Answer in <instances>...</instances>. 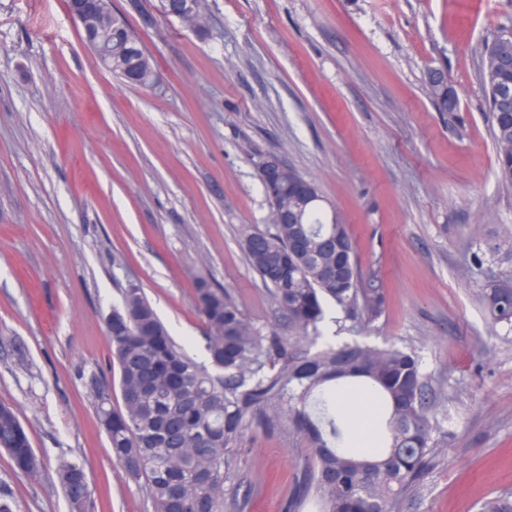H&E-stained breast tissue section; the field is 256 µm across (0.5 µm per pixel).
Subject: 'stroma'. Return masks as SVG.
I'll use <instances>...</instances> for the list:
<instances>
[{"label": "stroma", "mask_w": 512, "mask_h": 512, "mask_svg": "<svg viewBox=\"0 0 512 512\" xmlns=\"http://www.w3.org/2000/svg\"><path fill=\"white\" fill-rule=\"evenodd\" d=\"M112 0L144 42L159 90L123 82L82 41L64 0H0V403L41 457L38 477L0 452L14 512H70L56 477L80 460L93 512H152L100 428L86 380L117 378L105 321L140 283L177 342L204 360L193 299L203 276L264 330L286 322L248 265L245 228L270 207L253 152L316 180L342 215L365 285L385 297L358 341L421 352L445 438L394 512H478L512 494V335L475 299L473 251L512 228V188L478 79L483 42L512 0H204L208 26L159 0ZM442 70L459 97L437 111ZM234 506L283 512L306 441L250 430Z\"/></svg>", "instance_id": "obj_1"}]
</instances>
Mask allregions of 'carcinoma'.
I'll use <instances>...</instances> for the list:
<instances>
[{
  "mask_svg": "<svg viewBox=\"0 0 512 512\" xmlns=\"http://www.w3.org/2000/svg\"><path fill=\"white\" fill-rule=\"evenodd\" d=\"M135 35L124 17L97 28L112 37V73L151 88L160 81L142 41L126 44L116 33ZM489 66L480 82L488 93L497 176L512 186V112L496 109V95L512 90V26H501L483 45ZM437 109L448 111L455 91L430 86ZM305 246L289 251L293 226L275 222L243 232L250 267L270 289L288 331L266 332L250 322L229 292L200 277L195 300L205 324L204 350L210 366L174 341L140 284L122 288L112 308L107 339L119 370L121 403L112 384L97 373L87 387L99 425L126 476L144 483L153 512H224L233 462L252 428L286 425L308 443L303 480L284 512H298L315 493L321 512H393L406 489L420 483L436 457L440 423L430 416L427 374L412 348H374L357 341L316 347L322 336L324 302L331 300L355 323L373 322L385 300L363 287L354 245L337 211L313 201L304 211ZM512 235L491 259L475 252L472 265L484 281L477 301L495 327L512 334ZM366 390L386 412L388 438L376 454L349 449L336 390ZM0 449L13 470L34 478L41 459L15 410L0 404ZM57 480L72 512H90L91 490L83 463L67 461ZM479 512H512V496L486 501Z\"/></svg>",
  "mask_w": 512,
  "mask_h": 512,
  "instance_id": "cac0c4a2",
  "label": "carcinoma"
}]
</instances>
